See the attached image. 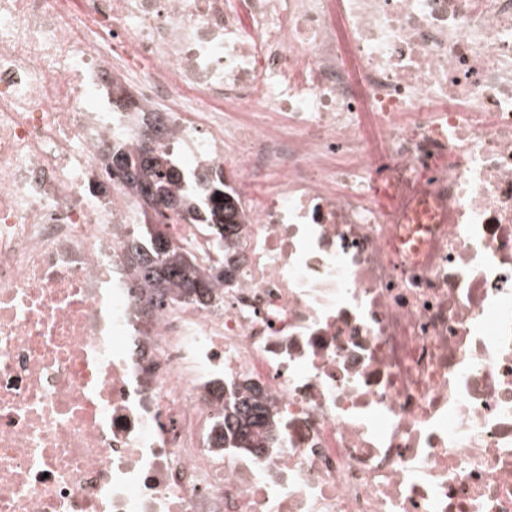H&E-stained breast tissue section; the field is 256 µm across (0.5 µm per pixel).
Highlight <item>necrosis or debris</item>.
<instances>
[{
  "label": "necrosis or debris",
  "mask_w": 512,
  "mask_h": 512,
  "mask_svg": "<svg viewBox=\"0 0 512 512\" xmlns=\"http://www.w3.org/2000/svg\"><path fill=\"white\" fill-rule=\"evenodd\" d=\"M142 109L211 303L121 248ZM0 512H512V0H0ZM131 143L117 145L111 156L112 176L120 178L145 202L153 191H160L162 201L188 214L195 224L204 226L224 242V231L238 224L237 201L224 184L223 171L203 173L195 181L185 173L174 155L154 146L151 128H142L140 138L149 153L143 150L138 133L131 136ZM131 166L133 175L126 176ZM222 176V177H220ZM220 196L221 202L216 201ZM267 418L268 412L258 401L256 392L247 388L235 398L229 410L225 409L224 427L230 439L243 441L253 428L265 424Z\"/></svg>",
  "instance_id": "necrosis-or-debris-1"
}]
</instances>
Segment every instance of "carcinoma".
<instances>
[{"label":"carcinoma","mask_w":512,"mask_h":512,"mask_svg":"<svg viewBox=\"0 0 512 512\" xmlns=\"http://www.w3.org/2000/svg\"><path fill=\"white\" fill-rule=\"evenodd\" d=\"M111 164L112 175L132 188L141 200L159 191L161 200L188 214L193 223L204 225L220 242L224 241V231L237 223V201L229 195L221 171L204 173L195 180L182 170L170 152L157 147L145 152L136 132L131 135L130 144H119L113 149ZM129 167L133 169L130 177L125 174ZM124 252L147 287L176 286L183 294L206 301L209 281L188 266L161 225H133ZM267 418L268 412L256 392L248 388L224 414V427L229 438L243 441Z\"/></svg>","instance_id":"carcinoma-1"}]
</instances>
